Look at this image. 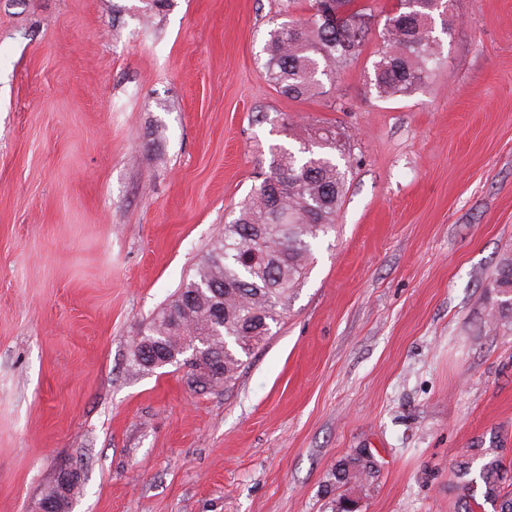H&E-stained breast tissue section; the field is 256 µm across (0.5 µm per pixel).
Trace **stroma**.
Returning a JSON list of instances; mask_svg holds the SVG:
<instances>
[{"label":"stroma","instance_id":"35a3bbf8","mask_svg":"<svg viewBox=\"0 0 512 512\" xmlns=\"http://www.w3.org/2000/svg\"><path fill=\"white\" fill-rule=\"evenodd\" d=\"M309 0H0V512L60 468L72 512H500L512 499V0H452L409 98L369 39L324 97L271 86L272 20ZM349 138L332 230L228 385L134 364L140 336L288 143ZM368 452L360 485L336 478ZM498 461V497L483 464ZM493 288L497 289L499 301L495 313L490 315L489 322L494 324L502 318L512 317V253L504 254L498 261ZM56 478L59 483L63 486H68L79 481L80 474L75 469H62L60 470ZM57 480H54V484L49 487V489L45 492V494L40 499H50L56 497H69L72 498L76 494V489H78V484L70 485L68 488H63Z\"/></svg>","mask_w":512,"mask_h":512}]
</instances>
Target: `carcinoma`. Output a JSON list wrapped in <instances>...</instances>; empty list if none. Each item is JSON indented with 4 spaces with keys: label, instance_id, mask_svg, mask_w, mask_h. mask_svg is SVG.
<instances>
[{
    "label": "carcinoma",
    "instance_id": "carcinoma-1",
    "mask_svg": "<svg viewBox=\"0 0 512 512\" xmlns=\"http://www.w3.org/2000/svg\"><path fill=\"white\" fill-rule=\"evenodd\" d=\"M351 16L374 17L354 0H312L310 13L272 21L264 45L268 83L281 95L303 101L327 94L336 74L363 51L368 33L330 16L336 3ZM454 25L448 0H402L375 31L379 40L371 87L383 100L407 98L429 77L441 49L437 33L450 35ZM268 172L253 185L235 217L217 234L207 256L161 308L134 342L133 360L142 365L141 346L149 341L180 352L205 345L223 375L210 385L234 378L255 349L280 323L288 302L305 274L312 241L336 224L346 188V148L331 126L312 125L296 145L268 146ZM493 287L499 301L489 322L512 316V253L497 264ZM375 473L371 461L354 458L339 468L345 483ZM480 479L485 494L496 496L502 475L492 460Z\"/></svg>",
    "mask_w": 512,
    "mask_h": 512
}]
</instances>
